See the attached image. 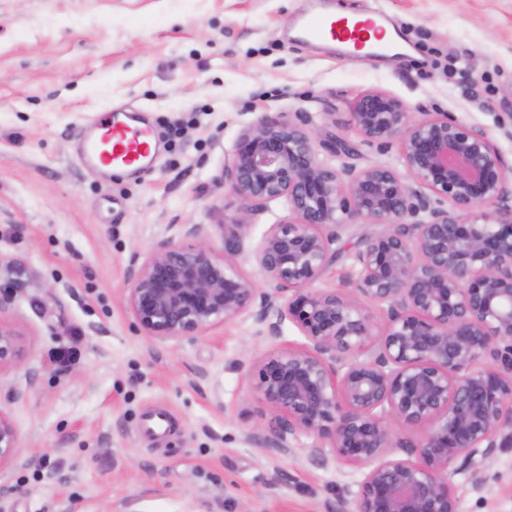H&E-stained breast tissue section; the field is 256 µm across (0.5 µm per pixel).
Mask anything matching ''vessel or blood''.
<instances>
[{"label": "vessel or blood", "mask_w": 512, "mask_h": 512, "mask_svg": "<svg viewBox=\"0 0 512 512\" xmlns=\"http://www.w3.org/2000/svg\"><path fill=\"white\" fill-rule=\"evenodd\" d=\"M375 19L349 22L311 14L304 18L301 33L312 40L346 41L363 44L369 41ZM156 156V137L149 124H131L112 110L100 112L94 119L90 135L83 141L80 157L97 170L121 169L143 173L150 169Z\"/></svg>", "instance_id": "vessel-or-blood-1"}]
</instances>
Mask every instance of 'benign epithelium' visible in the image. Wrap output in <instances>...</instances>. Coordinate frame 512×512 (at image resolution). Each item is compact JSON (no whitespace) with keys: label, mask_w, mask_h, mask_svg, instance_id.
<instances>
[{"label":"benign epithelium","mask_w":512,"mask_h":512,"mask_svg":"<svg viewBox=\"0 0 512 512\" xmlns=\"http://www.w3.org/2000/svg\"><path fill=\"white\" fill-rule=\"evenodd\" d=\"M350 127L364 144L398 143L404 171L359 167L347 138L264 113L239 133L224 185L248 216L286 199L288 220L252 251L247 219L222 225V256L205 225H185L189 243L161 240L129 267L128 306L158 342L193 341L254 306L272 341L293 322L308 345L257 362L255 390L275 421L250 440L286 454L301 431L317 440L311 463L330 454L367 469L351 512H458L448 469L479 487L476 457L512 447V168L486 133L446 112L417 117L383 91L357 99ZM357 220L385 229L357 252L354 288L313 287ZM250 259L269 290L243 269ZM365 300L386 306L379 334ZM16 352L0 327V362ZM384 407L397 423L429 424L423 440L393 443ZM17 459L0 412V466Z\"/></svg>","instance_id":"obj_1"}]
</instances>
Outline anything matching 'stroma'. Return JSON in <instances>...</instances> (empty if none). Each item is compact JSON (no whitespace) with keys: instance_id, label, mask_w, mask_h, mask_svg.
Masks as SVG:
<instances>
[{"instance_id":"35a3bbf8","label":"stroma","mask_w":512,"mask_h":512,"mask_svg":"<svg viewBox=\"0 0 512 512\" xmlns=\"http://www.w3.org/2000/svg\"><path fill=\"white\" fill-rule=\"evenodd\" d=\"M380 15L400 40L352 53L301 37L313 9ZM380 90L488 134L512 165V0H0V411L19 437L0 470V512H348L364 469L309 463L250 433L270 410L254 364L273 342L245 311L195 342L138 331L127 270L185 224L222 225L242 204L224 163L260 113L303 114L339 135ZM143 112L160 156L143 178L85 166L97 112ZM378 224L347 225L321 289L350 291ZM166 414V434L145 419ZM485 482L449 473L459 512H512V447Z\"/></svg>"}]
</instances>
